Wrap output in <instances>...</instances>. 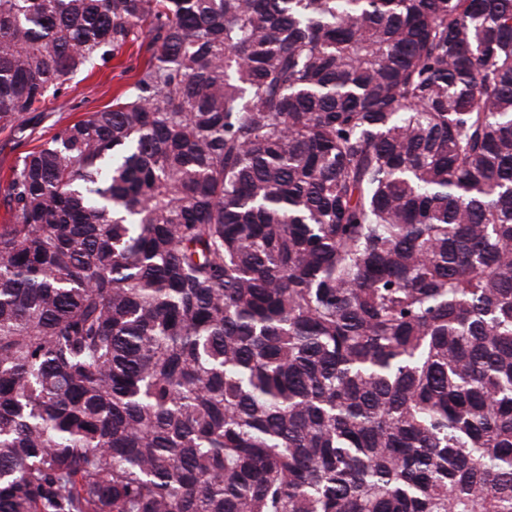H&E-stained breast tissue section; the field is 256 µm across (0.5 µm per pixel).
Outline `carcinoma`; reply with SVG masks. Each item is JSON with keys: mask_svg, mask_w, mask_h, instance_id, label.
<instances>
[{"mask_svg": "<svg viewBox=\"0 0 512 512\" xmlns=\"http://www.w3.org/2000/svg\"><path fill=\"white\" fill-rule=\"evenodd\" d=\"M0 512H512V0H0ZM144 57V50L138 53L137 45H134L124 48L120 57L105 66L96 65L92 72H78L64 89L47 100L43 111L47 112L48 117L36 126L32 136L26 140L19 141L11 131V124L0 122L2 182L9 176L19 155L50 140L60 127L109 105L117 91L135 81Z\"/></svg>", "mask_w": 512, "mask_h": 512, "instance_id": "cac0c4a2", "label": "carcinoma"}]
</instances>
